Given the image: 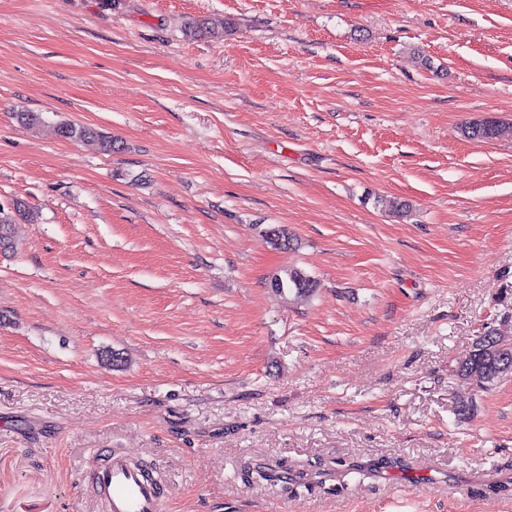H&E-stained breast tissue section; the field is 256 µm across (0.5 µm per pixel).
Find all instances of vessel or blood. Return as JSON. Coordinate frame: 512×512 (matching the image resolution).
I'll list each match as a JSON object with an SVG mask.
<instances>
[{
	"mask_svg": "<svg viewBox=\"0 0 512 512\" xmlns=\"http://www.w3.org/2000/svg\"><path fill=\"white\" fill-rule=\"evenodd\" d=\"M99 454L102 462L92 479L106 512H162V488L132 458L107 448Z\"/></svg>",
	"mask_w": 512,
	"mask_h": 512,
	"instance_id": "b4317fda",
	"label": "vessel or blood"
}]
</instances>
